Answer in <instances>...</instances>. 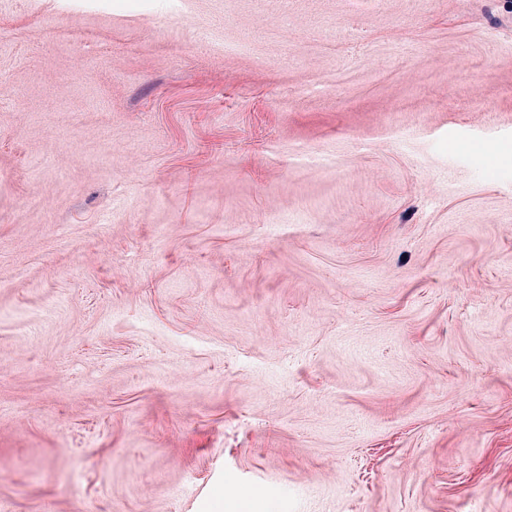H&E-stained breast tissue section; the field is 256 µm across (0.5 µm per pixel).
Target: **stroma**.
Returning <instances> with one entry per match:
<instances>
[{
	"label": "stroma",
	"instance_id": "1",
	"mask_svg": "<svg viewBox=\"0 0 512 512\" xmlns=\"http://www.w3.org/2000/svg\"><path fill=\"white\" fill-rule=\"evenodd\" d=\"M257 484L512 512V0H0V512Z\"/></svg>",
	"mask_w": 512,
	"mask_h": 512
}]
</instances>
